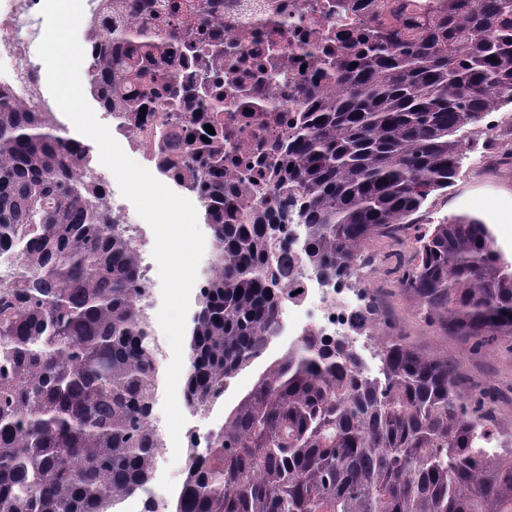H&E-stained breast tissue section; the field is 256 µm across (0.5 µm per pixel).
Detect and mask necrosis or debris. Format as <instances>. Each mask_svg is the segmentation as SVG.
<instances>
[{
	"label": "necrosis or debris",
	"instance_id": "obj_1",
	"mask_svg": "<svg viewBox=\"0 0 512 512\" xmlns=\"http://www.w3.org/2000/svg\"><path fill=\"white\" fill-rule=\"evenodd\" d=\"M329 3L330 0H222L217 8L216 14L222 19L219 29L224 37V50L229 55L221 77L224 132L236 142L235 148L224 151L226 184H236L253 159L275 158L285 149L288 127L301 98L296 82L304 76L302 66L310 62V51L321 30L351 31L364 19L390 21L397 15L402 20L421 23L439 16L445 0H344L343 8L334 11ZM42 5L43 0H0V90L35 102L58 118L62 112L49 93L45 65L35 58V49L45 32L40 22ZM274 44L282 50V61L294 78L266 85L261 98L272 109L259 112L255 104L261 98L253 94L251 86ZM207 65V60L200 57L180 74L186 123H163L161 112L151 111L114 112L109 125L112 136L128 156L198 210L205 208L206 201L186 184L171 141L181 134L203 133L206 125L214 121L211 113L193 109L194 100L204 91ZM92 177L107 190L112 216L125 226L138 254H151L155 243L153 230L138 215L133 203L121 191L112 189L110 170L95 164ZM297 254V246H289V257L296 260ZM286 288L279 319L287 323L289 335L312 333L331 341L360 342V356L364 363H371L372 345L367 338L372 334L374 314L360 304L357 293L337 287L335 280L322 277L297 260ZM150 424L161 436L164 459H177L180 469L169 485L147 486L142 505L150 512H167L170 487L184 486L191 468L200 460L202 448L208 446L217 430L187 424L175 442L165 419L154 417Z\"/></svg>",
	"mask_w": 512,
	"mask_h": 512
}]
</instances>
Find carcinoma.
<instances>
[{"label":"carcinoma","instance_id":"carcinoma-1","mask_svg":"<svg viewBox=\"0 0 512 512\" xmlns=\"http://www.w3.org/2000/svg\"><path fill=\"white\" fill-rule=\"evenodd\" d=\"M98 0L89 93L108 112L157 101L182 111L183 62L224 70V39L180 0ZM303 83L333 82L290 129L288 148L242 192L224 191V144H174L205 210L220 274L190 339L186 403L213 404L224 381L278 334L287 248L269 227L297 213L303 259L352 276L376 238L400 239L428 198L452 186L494 112L512 109V0H448L430 26L363 23L327 36ZM196 111H224L205 92ZM89 148L49 112L0 93V512H113L149 482L161 440L148 424L157 347L138 256L106 192L76 176ZM401 283L424 320L479 345L512 337V265L486 224L454 217L416 236ZM369 372L343 341L300 337L224 412L177 512H512V448L486 450L481 401L457 393L448 359L379 338Z\"/></svg>","mask_w":512,"mask_h":512}]
</instances>
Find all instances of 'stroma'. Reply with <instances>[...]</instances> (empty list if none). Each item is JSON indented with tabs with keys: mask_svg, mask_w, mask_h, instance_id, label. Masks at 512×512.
I'll return each instance as SVG.
<instances>
[{
	"mask_svg": "<svg viewBox=\"0 0 512 512\" xmlns=\"http://www.w3.org/2000/svg\"><path fill=\"white\" fill-rule=\"evenodd\" d=\"M467 216L488 224L496 246L506 261L512 262V163L493 162L477 167L463 164L447 192L433 196L421 209L414 229L401 241L374 240L365 256L373 266L364 282L361 297L377 317L379 333L402 339L421 351L448 359L459 380V394L469 400L483 398V411L502 434H512V341L500 339L484 346L450 336L428 325L418 311L411 293L401 284V268L413 255V241L427 225L447 217ZM282 339H275L259 358L241 370L236 385L223 402L213 408L223 416L252 387L260 370L285 351Z\"/></svg>",
	"mask_w": 512,
	"mask_h": 512,
	"instance_id": "obj_1",
	"label": "stroma"
}]
</instances>
